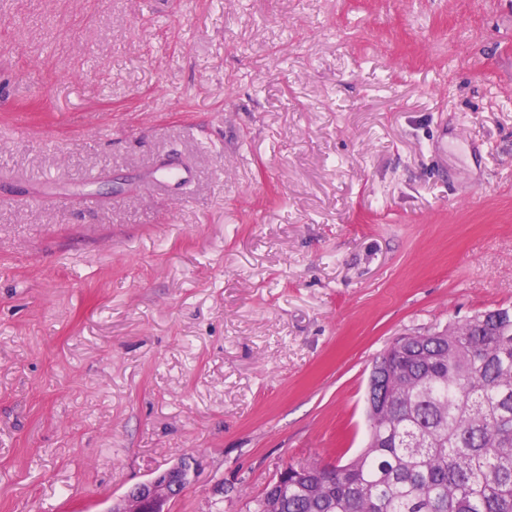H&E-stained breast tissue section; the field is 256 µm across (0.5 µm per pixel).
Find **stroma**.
Wrapping results in <instances>:
<instances>
[{"label": "stroma", "mask_w": 512, "mask_h": 512, "mask_svg": "<svg viewBox=\"0 0 512 512\" xmlns=\"http://www.w3.org/2000/svg\"><path fill=\"white\" fill-rule=\"evenodd\" d=\"M501 306L512 0H0V512H247ZM194 170L187 165H165L155 172V184L171 201H182L185 190L194 181ZM169 479V471H162L146 482L137 485L139 492L136 501V508L132 512H143L148 508L151 512H159L163 499L167 495L166 485Z\"/></svg>", "instance_id": "35a3bbf8"}]
</instances>
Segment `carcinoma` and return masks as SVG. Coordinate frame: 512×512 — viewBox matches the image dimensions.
I'll list each match as a JSON object with an SVG mask.
<instances>
[{
	"label": "carcinoma",
	"mask_w": 512,
	"mask_h": 512,
	"mask_svg": "<svg viewBox=\"0 0 512 512\" xmlns=\"http://www.w3.org/2000/svg\"><path fill=\"white\" fill-rule=\"evenodd\" d=\"M363 448L283 467L251 512H512V309L396 337Z\"/></svg>",
	"instance_id": "1"
}]
</instances>
